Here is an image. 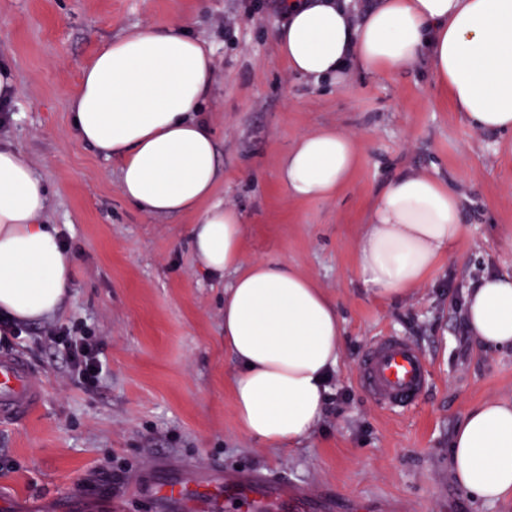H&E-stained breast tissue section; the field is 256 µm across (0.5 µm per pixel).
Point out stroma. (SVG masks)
I'll return each instance as SVG.
<instances>
[{
    "label": "stroma",
    "instance_id": "obj_1",
    "mask_svg": "<svg viewBox=\"0 0 512 512\" xmlns=\"http://www.w3.org/2000/svg\"><path fill=\"white\" fill-rule=\"evenodd\" d=\"M281 18V0H0V60L17 85L0 141L48 185L39 221L56 226L72 262L61 308L15 341L45 395L24 422L0 424V512H164L158 484L220 469L334 493L338 512H512L511 498L462 491L448 466L465 411L512 402V350L479 344L463 308L485 270L512 274V135L471 127L424 59L388 77L353 74L341 90L293 74L273 38ZM175 19L214 52L205 117L224 176L213 199L242 214L246 259L294 265L336 300L344 322L321 422L279 448L235 423L224 282L191 248L197 213L138 211L120 192L119 160L72 129L69 100L96 55L130 29ZM326 128L352 137L360 162L332 199H294L278 180L279 158ZM405 174L446 182L465 231L419 288L379 300L356 276V247L381 189ZM50 327L102 340L97 387L79 384L65 351L45 339ZM378 336L406 338L428 359L416 407L381 410L360 386L357 363Z\"/></svg>",
    "mask_w": 512,
    "mask_h": 512
}]
</instances>
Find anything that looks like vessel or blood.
<instances>
[{
    "label": "vessel or blood",
    "instance_id": "vessel-or-blood-1",
    "mask_svg": "<svg viewBox=\"0 0 512 512\" xmlns=\"http://www.w3.org/2000/svg\"><path fill=\"white\" fill-rule=\"evenodd\" d=\"M429 375V364L420 349L394 336L374 340L357 366L360 385L384 410L415 406L426 390ZM43 397V383L26 360L13 352L0 353V424L24 421L41 405ZM224 491L254 493L251 512H281L279 503L285 496L280 479L270 473L225 475Z\"/></svg>",
    "mask_w": 512,
    "mask_h": 512
}]
</instances>
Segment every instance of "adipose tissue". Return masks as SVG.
<instances>
[{"mask_svg":"<svg viewBox=\"0 0 512 512\" xmlns=\"http://www.w3.org/2000/svg\"><path fill=\"white\" fill-rule=\"evenodd\" d=\"M291 71L346 88L353 71L407 69L427 58L455 109L480 131L512 134V0H289L277 26ZM213 51L182 23L135 28L84 69L70 110L77 139L122 162L124 198L148 216L199 211L195 254L224 290V346L238 428L278 448L309 437L343 351L335 301L286 263L246 260L243 217L212 202L220 178L216 140L202 116L213 91ZM359 162L338 130L299 138L278 178L301 200L332 198ZM49 191L15 149L0 144V312L43 319L68 292L71 263L55 227L40 223ZM464 233L458 197L438 180L406 174L379 192L357 245V272L381 298L412 293ZM467 329L512 347V274L486 271L465 293ZM456 483L484 502L512 497V402L470 406L449 447Z\"/></svg>","mask_w":512,"mask_h":512,"instance_id":"1","label":"adipose tissue"}]
</instances>
